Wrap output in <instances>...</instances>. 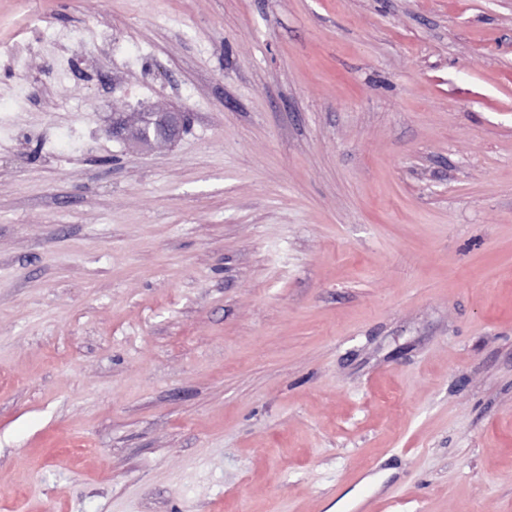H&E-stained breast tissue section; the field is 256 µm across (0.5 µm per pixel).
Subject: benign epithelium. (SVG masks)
I'll list each match as a JSON object with an SVG mask.
<instances>
[{
	"mask_svg": "<svg viewBox=\"0 0 512 512\" xmlns=\"http://www.w3.org/2000/svg\"><path fill=\"white\" fill-rule=\"evenodd\" d=\"M185 121V113L175 112L164 103L157 104L151 113L118 108L112 113V135L132 145L163 148L177 137Z\"/></svg>",
	"mask_w": 512,
	"mask_h": 512,
	"instance_id": "obj_1",
	"label": "benign epithelium"
}]
</instances>
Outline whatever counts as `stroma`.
<instances>
[{"mask_svg":"<svg viewBox=\"0 0 512 512\" xmlns=\"http://www.w3.org/2000/svg\"><path fill=\"white\" fill-rule=\"evenodd\" d=\"M0 122V512H512V0H0ZM112 112V136L119 137L132 145H147L163 148L171 144L185 124V112H175L164 103H158L154 112H124L118 107ZM153 119H151V117ZM154 124L155 135L144 139L142 131L145 122Z\"/></svg>","mask_w":512,"mask_h":512,"instance_id":"35a3bbf8","label":"stroma"}]
</instances>
